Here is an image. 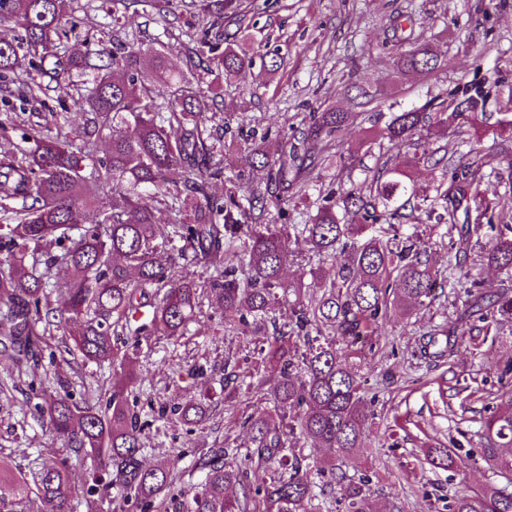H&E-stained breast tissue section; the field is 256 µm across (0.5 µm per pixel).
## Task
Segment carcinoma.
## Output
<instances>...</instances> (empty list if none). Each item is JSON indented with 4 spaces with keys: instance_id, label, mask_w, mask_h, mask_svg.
Segmentation results:
<instances>
[{
    "instance_id": "carcinoma-1",
    "label": "carcinoma",
    "mask_w": 512,
    "mask_h": 512,
    "mask_svg": "<svg viewBox=\"0 0 512 512\" xmlns=\"http://www.w3.org/2000/svg\"><path fill=\"white\" fill-rule=\"evenodd\" d=\"M72 0H0V25L18 30L0 38V77L26 72V101L42 91L31 71L50 73L75 104L90 115L71 134L48 133L32 124L12 151L0 152V337L18 347L12 356L17 377L28 361L38 362L53 332L71 324V343L63 352L84 361L109 362L127 373L122 387L105 402L76 401L69 392L40 399L37 412L48 421L65 449L91 460L82 488L72 483L65 459H48L30 474L9 470L0 461V512H69L82 491L88 512H249L253 496L263 512H308L316 497V468L292 448L301 436L334 451L344 462L365 447L371 414L367 391L349 359L358 343L378 333L388 305L407 316L434 303L445 288L459 286L466 300L456 324L435 326L423 348L434 358L454 355V344L470 333L471 318L512 320V290L489 293L471 276L468 241L448 246V270L432 264L399 226L424 212L436 224H472L489 229L481 258L512 277V236L496 231V206L486 201L484 159L457 160L458 144L438 145L434 128L459 130L495 120L512 130V112H493L499 79L486 75L434 96L420 107L390 113L373 140L387 142L389 154L373 176L348 179L328 193L310 223L267 224L272 213L283 218L297 198L291 190L323 168L331 147L341 143L348 114L326 109L289 143L254 148L262 181L237 179L224 193L211 191L224 178V146L211 141L207 112L218 80L251 66L245 54L226 47L223 33L206 29L199 38L207 49V88L189 87L183 73L169 67L165 53L132 42L107 48L100 41L82 53L71 50L77 20ZM397 20V41L412 48L392 55L402 73L435 72L446 55ZM96 71L95 85L82 95L76 78ZM166 101L160 109L158 100ZM109 141L103 158L94 146ZM362 142L339 156L341 168L363 167ZM442 165L433 187L440 208L424 207L411 183L416 162ZM177 179H172V176ZM82 229L78 238L71 232ZM301 236L320 258L344 255L336 270L302 271L306 288L290 293L284 270L302 266L292 248ZM177 237L183 245L170 247ZM201 266L197 275L192 268ZM70 277L51 282L53 272ZM57 298H52V295ZM295 299H290V296ZM223 311L224 331L246 336L254 326H274L267 358L274 373L246 384L248 393L271 405L269 412L244 421L253 448L237 461L238 449L201 452L194 469L198 483L183 482L179 459L152 465L143 458L144 443L137 402L130 401L133 372L141 342L177 344L200 313L202 298ZM288 308V323L276 327V314ZM134 338L117 344L116 328ZM208 394L185 404L163 405L158 418L196 424L205 418ZM505 410L485 408L484 442L479 459L512 476V396ZM435 467L456 464L448 448L430 449ZM269 468V480L251 486L253 466ZM346 512H379L369 480L345 472L335 475ZM448 512H512V491L487 485L460 494Z\"/></svg>"
}]
</instances>
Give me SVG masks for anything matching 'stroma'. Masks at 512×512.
I'll return each mask as SVG.
<instances>
[{
	"instance_id": "stroma-1",
	"label": "stroma",
	"mask_w": 512,
	"mask_h": 512,
	"mask_svg": "<svg viewBox=\"0 0 512 512\" xmlns=\"http://www.w3.org/2000/svg\"><path fill=\"white\" fill-rule=\"evenodd\" d=\"M73 8L75 18L88 21L83 28L88 40L135 39L165 51L179 70L185 51L197 46V30L211 24L187 0H174L167 13L150 0H74ZM410 12L423 21L424 39L446 52L447 63L436 72L402 75L388 57L391 19ZM224 36L254 57L250 68L223 80L212 112L213 131L226 144V177L254 174L250 151L234 141L241 124L276 136L304 128L311 113L333 108L349 115L345 147L365 140L371 108L346 94L351 83L405 107L421 106L478 71L497 72L504 85L512 86V0H238L236 14L224 21ZM20 80L17 74L0 80V151L19 142L32 123L44 120L65 133L83 124L84 113L68 108L46 76L43 100L51 117L23 107L16 96ZM458 139L462 155L480 152L496 168L489 192L512 196V171L490 153L494 144H511L512 131L488 122L476 131L463 130ZM464 299L462 289H450L410 319L393 315L383 320L353 363L374 398L375 417L366 450L343 469L351 478L369 479L382 512H446L451 496L507 484L479 460L477 450L485 404L512 389V378L503 374L512 364V322H475L450 361L420 355L424 332L453 323ZM220 316L217 305H204L180 343L157 340L141 346L136 396L146 423V462L175 457L187 469L203 449L226 442L250 447L242 423L260 407L225 387L224 357L230 353L260 361L267 333L218 341ZM193 368L203 371L212 394L207 420L187 426L157 419L159 402L198 398L200 389L189 375ZM123 379L106 363L58 365L47 357L36 371L45 394L64 385L78 398L104 397ZM430 448L453 449L460 457L456 470L428 464ZM61 452L25 392L14 391L0 404V457L9 468L34 469Z\"/></svg>"
}]
</instances>
